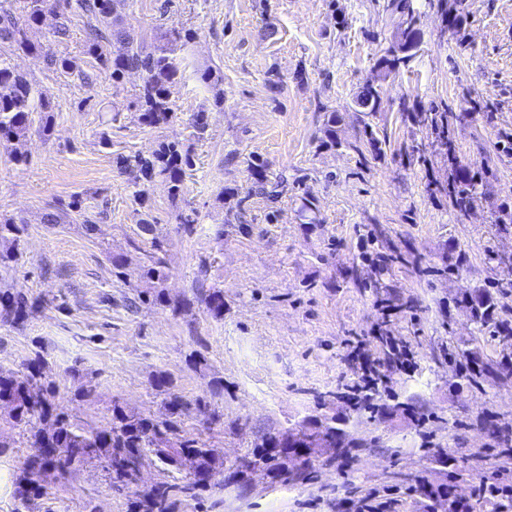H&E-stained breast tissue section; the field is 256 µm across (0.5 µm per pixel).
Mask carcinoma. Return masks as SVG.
Wrapping results in <instances>:
<instances>
[{
  "label": "carcinoma",
  "mask_w": 512,
  "mask_h": 512,
  "mask_svg": "<svg viewBox=\"0 0 512 512\" xmlns=\"http://www.w3.org/2000/svg\"><path fill=\"white\" fill-rule=\"evenodd\" d=\"M49 2L23 0L18 14L0 7V43L27 53L42 50L28 40L26 30L42 22ZM108 2L74 0L71 4L87 17L84 54L95 61L111 81L122 79L131 70L145 73L138 95L140 119L151 128L166 125L174 115L171 95L181 71V64L169 44L186 39L188 35L172 28L161 34L159 43L147 46L135 40L113 14ZM398 9L401 14L399 41L377 61L378 67L387 74L398 71L412 57V51L418 45V17L407 11L403 3ZM45 58L48 65L63 72L78 69L72 58L49 53ZM380 101V92L368 85L357 95L358 105L370 112L379 111ZM37 109L46 112L49 106L35 99L26 76L7 59L0 57V139L19 140L24 137L29 128V116ZM135 162L147 176L163 178L173 199L182 193L186 171L193 166L191 156L181 153L174 144H164L152 158L143 160L137 157ZM448 194L459 210L467 209L477 196V177L468 167L458 166L453 182L448 185ZM140 228L151 236L153 248L149 264L143 266L142 277L153 285L155 299L161 301L165 296L162 285L168 278L165 261L158 256L163 251L164 238L154 224L144 221ZM21 234V228L11 222L0 224V268L7 271L19 260L22 254ZM205 305L213 318H223L224 291L216 289L211 292L205 299ZM27 307L28 301L24 296L7 289L0 293L1 318L18 322L24 318ZM494 316L493 297L487 295L479 299L475 319L480 327L487 326ZM22 367L20 373L0 368V407L9 409L14 425L26 427L31 449L22 461L21 475L16 481L14 499L18 508L15 512L29 509L32 502L46 494V483L51 475L56 473L64 477L89 459L104 463V469L112 479V487L117 490L128 487L142 467L158 459L167 466V472L175 473L177 477L172 483L161 481L152 486L133 503L131 512H173L176 497L191 500L203 497L215 486L212 478L219 474L224 475L227 481L236 480L240 495L247 494L245 475L255 465L263 467L275 482L289 481L309 467L317 431L338 440L337 455H349L346 431L336 426V417L324 415L287 431L294 442L302 445L298 449L300 455L291 461L269 451V445L281 437V434L274 433L227 464L199 440L179 434V419L187 414L191 404L170 392L171 380L164 374L154 378V387L165 395L166 417L153 418L115 403L108 426L86 428L74 422L55 404L56 386L47 379L40 355L25 360ZM70 377L77 383L74 396L82 400L94 397L95 390L82 369L72 367ZM452 489L450 482L438 487L422 483L416 487V492L438 501L451 495ZM478 506L481 509L490 507L489 512H512V485L483 487Z\"/></svg>",
  "instance_id": "1"
}]
</instances>
